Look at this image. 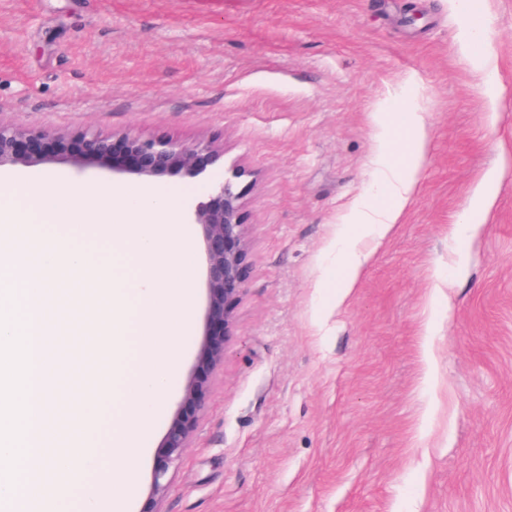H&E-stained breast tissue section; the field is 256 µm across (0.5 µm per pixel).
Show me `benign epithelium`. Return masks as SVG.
Listing matches in <instances>:
<instances>
[{
    "label": "benign epithelium",
    "mask_w": 512,
    "mask_h": 512,
    "mask_svg": "<svg viewBox=\"0 0 512 512\" xmlns=\"http://www.w3.org/2000/svg\"><path fill=\"white\" fill-rule=\"evenodd\" d=\"M57 143L58 152L68 155L77 171L98 165L138 175L146 179L181 176L204 180L214 166L224 160V150L211 144L183 146L164 136L121 138L124 152L116 153V140L111 136L84 132L76 142L44 130L17 128L0 123V168L6 166H37L51 157L35 149L43 140ZM232 178L214 186L202 199L191 204L186 223L202 226L207 256L210 321L230 335L235 304L247 276V243L245 224L241 220L242 194ZM222 346L214 338L206 342L201 361L214 365L220 361ZM193 431V417L179 415L173 419L165 436L161 461L154 471V492L164 491L168 461L187 447Z\"/></svg>",
    "instance_id": "benign-epithelium-1"
}]
</instances>
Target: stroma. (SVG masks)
<instances>
[{"label":"stroma","instance_id":"35a3bbf8","mask_svg":"<svg viewBox=\"0 0 512 512\" xmlns=\"http://www.w3.org/2000/svg\"><path fill=\"white\" fill-rule=\"evenodd\" d=\"M481 51L502 78L485 95L457 40L459 0H0V121L65 136L167 135L223 148L209 182L156 180L180 207L241 170L248 273L224 359L210 335L195 231L193 324L138 458L128 512H512V0H482ZM425 116L421 180L357 287L334 304L336 242L382 175L371 114ZM52 162L18 167L70 187L138 184ZM502 170L476 238L452 228L484 173ZM52 349L62 418L103 417L99 483L122 458L111 381L89 353L98 316L58 284ZM434 383H427L424 349ZM199 389L188 448L153 493L160 447Z\"/></svg>","mask_w":512,"mask_h":512}]
</instances>
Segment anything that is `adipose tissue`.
Wrapping results in <instances>:
<instances>
[{
	"mask_svg": "<svg viewBox=\"0 0 512 512\" xmlns=\"http://www.w3.org/2000/svg\"><path fill=\"white\" fill-rule=\"evenodd\" d=\"M375 121L386 137L385 148L378 157L381 166H391L390 158L397 147L393 138L396 128L404 129L409 151L404 163L393 166L392 176L383 189V205H372L363 197L351 207L347 221L354 225L355 231L346 235L338 246L340 271L336 277V296L340 299L355 288L371 257L370 252L355 247V239L370 236L380 240L393 230L417 186L424 157L426 128L421 113L409 112L397 117L393 112L381 111L376 113Z\"/></svg>",
	"mask_w": 512,
	"mask_h": 512,
	"instance_id": "1",
	"label": "adipose tissue"
}]
</instances>
